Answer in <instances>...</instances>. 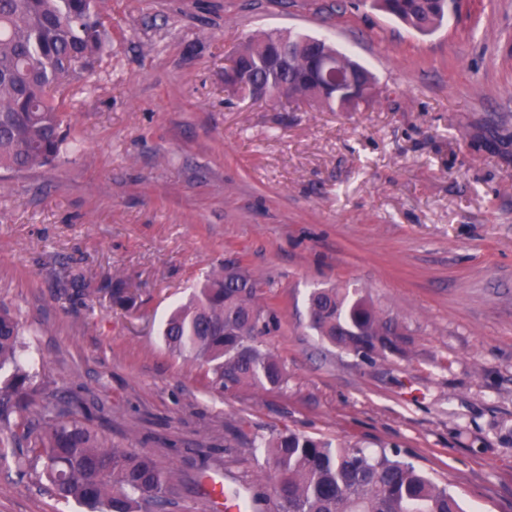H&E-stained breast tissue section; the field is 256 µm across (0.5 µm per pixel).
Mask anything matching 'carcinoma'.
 <instances>
[{
	"label": "carcinoma",
	"instance_id": "carcinoma-1",
	"mask_svg": "<svg viewBox=\"0 0 512 512\" xmlns=\"http://www.w3.org/2000/svg\"><path fill=\"white\" fill-rule=\"evenodd\" d=\"M384 10L424 33L443 20L448 0H384ZM275 38L296 46L315 41L267 34L234 52L249 56L273 97L283 87L290 96L314 97L303 53L284 71L262 65L261 48ZM103 43L98 0H0V169L20 173L59 159L63 103L50 91L87 71ZM308 313L322 340L364 360L402 352L398 323L356 290L316 288ZM277 326L276 313L259 304L255 280L220 274L172 313L162 336L172 353L207 367L216 389H277L287 380L286 366L264 347ZM20 338V321L0 307V422L17 416L15 427L34 450L14 457L17 473L39 472L57 499L86 512H163L174 475L151 455L113 448L58 401L40 405L37 422H29L27 388L36 373L20 361ZM253 447L262 449L271 473L277 512H466L449 484L396 449L335 445L291 430Z\"/></svg>",
	"mask_w": 512,
	"mask_h": 512
}]
</instances>
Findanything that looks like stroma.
Listing matches in <instances>:
<instances>
[{"mask_svg": "<svg viewBox=\"0 0 512 512\" xmlns=\"http://www.w3.org/2000/svg\"><path fill=\"white\" fill-rule=\"evenodd\" d=\"M101 54L63 91L76 143L0 170V305L38 374L113 447L174 474L164 512L219 477L274 512L254 439L290 429L395 448L466 508L512 512V0H451L422 34L372 0H102ZM329 39L369 106L252 102L224 82L248 37ZM258 282L279 389L216 393L162 325L208 277ZM123 285L126 302L113 300ZM398 320L367 363L308 327L315 288ZM0 512H83L0 469Z\"/></svg>", "mask_w": 512, "mask_h": 512, "instance_id": "obj_1", "label": "stroma"}]
</instances>
